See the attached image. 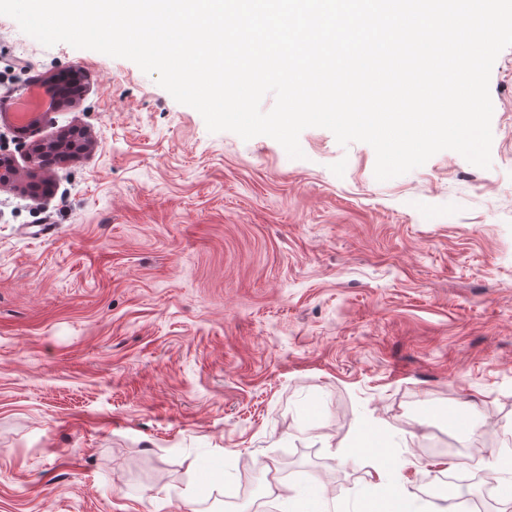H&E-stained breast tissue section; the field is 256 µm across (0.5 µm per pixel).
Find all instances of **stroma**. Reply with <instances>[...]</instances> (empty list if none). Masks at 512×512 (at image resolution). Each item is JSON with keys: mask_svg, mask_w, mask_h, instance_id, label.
I'll return each mask as SVG.
<instances>
[{"mask_svg": "<svg viewBox=\"0 0 512 512\" xmlns=\"http://www.w3.org/2000/svg\"><path fill=\"white\" fill-rule=\"evenodd\" d=\"M69 71L36 130L0 115V512H183L190 486L287 512L285 485L383 512L399 467L411 512L451 471L512 512V47L490 167L383 182L369 144L209 132L131 60L0 15V98ZM75 129L92 145L29 164Z\"/></svg>", "mask_w": 512, "mask_h": 512, "instance_id": "35a3bbf8", "label": "stroma"}]
</instances>
